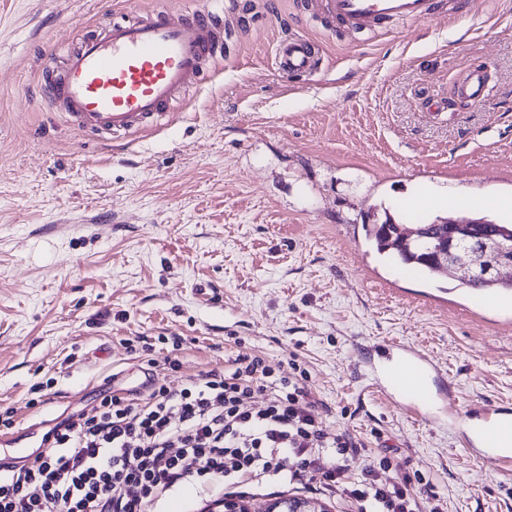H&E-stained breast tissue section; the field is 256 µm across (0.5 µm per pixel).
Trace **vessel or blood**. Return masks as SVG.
Here are the masks:
<instances>
[{"label": "vessel or blood", "instance_id": "obj_1", "mask_svg": "<svg viewBox=\"0 0 512 512\" xmlns=\"http://www.w3.org/2000/svg\"><path fill=\"white\" fill-rule=\"evenodd\" d=\"M328 14L355 30L382 19L417 22L431 13V0H322ZM224 50V0L188 14L157 10L148 18L108 26L84 37L57 76H45L37 93L65 113L78 129L126 135L147 128L172 109L178 94L199 84L208 65ZM285 74L316 70L311 42L281 38L276 46ZM368 376L407 414L425 417L438 406L443 418L471 428L469 448L512 465V408L489 405L459 414L447 398L432 392L428 377L441 375L434 360L400 341L384 342L367 361Z\"/></svg>", "mask_w": 512, "mask_h": 512}]
</instances>
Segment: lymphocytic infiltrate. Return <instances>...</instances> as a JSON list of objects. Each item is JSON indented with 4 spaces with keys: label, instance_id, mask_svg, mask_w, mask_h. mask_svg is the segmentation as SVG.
Instances as JSON below:
<instances>
[{
    "label": "lymphocytic infiltrate",
    "instance_id": "f902f5d3",
    "mask_svg": "<svg viewBox=\"0 0 512 512\" xmlns=\"http://www.w3.org/2000/svg\"><path fill=\"white\" fill-rule=\"evenodd\" d=\"M311 405L298 378L247 354L179 389L103 397L0 477V512H145L178 486L203 492L221 480L243 497L256 484L303 479L340 491L358 512H423L422 494L380 479L388 459L348 481L360 444L317 425Z\"/></svg>",
    "mask_w": 512,
    "mask_h": 512
}]
</instances>
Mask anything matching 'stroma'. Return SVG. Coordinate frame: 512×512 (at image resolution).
<instances>
[{"mask_svg":"<svg viewBox=\"0 0 512 512\" xmlns=\"http://www.w3.org/2000/svg\"><path fill=\"white\" fill-rule=\"evenodd\" d=\"M188 5L207 0H0V435L137 389L143 338L173 388L247 353L305 370L317 422L363 446L349 481L385 456L444 512H512V470L365 374L367 350L404 341L461 408L512 407V311H478V291L407 272L364 231L440 216L415 193L465 200L457 220L494 199L488 217L512 224V0H435L428 20L363 32L310 0H225L223 63L168 123L120 139L32 97L81 38ZM286 35L315 43V74L278 71ZM478 61L488 99L470 103L457 86ZM288 498L357 510L308 481L254 500Z\"/></svg>","mask_w":512,"mask_h":512,"instance_id":"1","label":"stroma"}]
</instances>
